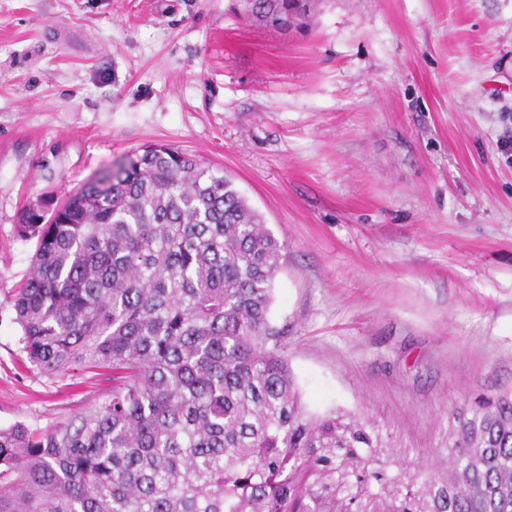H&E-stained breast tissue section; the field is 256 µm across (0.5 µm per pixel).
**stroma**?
Masks as SVG:
<instances>
[{
	"label": "stroma",
	"instance_id": "stroma-1",
	"mask_svg": "<svg viewBox=\"0 0 512 512\" xmlns=\"http://www.w3.org/2000/svg\"><path fill=\"white\" fill-rule=\"evenodd\" d=\"M158 142L285 244L270 320L309 413L375 422L412 473L449 411L512 389V0H316L288 29L233 0H0L1 428L109 393L22 365L21 211Z\"/></svg>",
	"mask_w": 512,
	"mask_h": 512
}]
</instances>
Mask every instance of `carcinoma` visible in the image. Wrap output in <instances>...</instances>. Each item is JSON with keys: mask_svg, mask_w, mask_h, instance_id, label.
<instances>
[{"mask_svg": "<svg viewBox=\"0 0 512 512\" xmlns=\"http://www.w3.org/2000/svg\"><path fill=\"white\" fill-rule=\"evenodd\" d=\"M288 29L312 0H238ZM10 299L27 362L109 397L0 428V512H512V389L454 410L446 467L403 463L369 421L310 414L270 321L285 245L225 175L164 143L94 176L49 220Z\"/></svg>", "mask_w": 512, "mask_h": 512, "instance_id": "obj_1", "label": "carcinoma"}]
</instances>
